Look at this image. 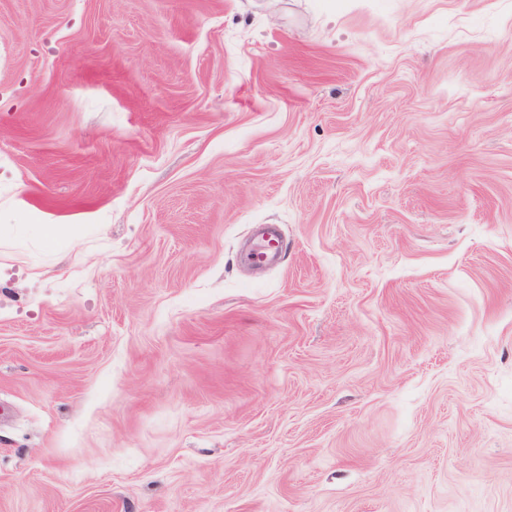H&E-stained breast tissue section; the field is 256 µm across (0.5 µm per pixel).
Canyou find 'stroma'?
I'll return each mask as SVG.
<instances>
[{
	"instance_id": "35a3bbf8",
	"label": "stroma",
	"mask_w": 512,
	"mask_h": 512,
	"mask_svg": "<svg viewBox=\"0 0 512 512\" xmlns=\"http://www.w3.org/2000/svg\"><path fill=\"white\" fill-rule=\"evenodd\" d=\"M0 512H512V0H0Z\"/></svg>"
}]
</instances>
